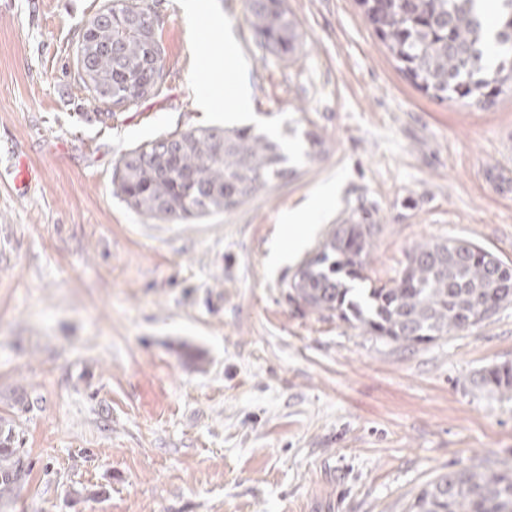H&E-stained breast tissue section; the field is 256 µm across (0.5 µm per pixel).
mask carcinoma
Instances as JSON below:
<instances>
[{"label": "carcinoma", "instance_id": "cac0c4a2", "mask_svg": "<svg viewBox=\"0 0 512 512\" xmlns=\"http://www.w3.org/2000/svg\"><path fill=\"white\" fill-rule=\"evenodd\" d=\"M479 0H356L375 34L419 90L442 102H494L512 86V0H499L494 36L477 9ZM247 20L260 45L282 60L295 55L297 24L287 0H246ZM151 15L144 0H104L96 23L75 43L77 75L105 124L136 108L147 86L157 96L166 81L164 50L135 24ZM112 92L110 101L95 96ZM287 156L250 128L201 127L173 131L126 152L112 175L113 193L151 219H198L247 201L288 177ZM375 225L366 216L337 225L306 260L291 297L402 347L430 344L476 327L512 304V265L464 240L427 241L409 252L391 284L364 282ZM481 383L512 394V365L484 370ZM11 428L0 427V503L28 475L13 447ZM408 512H512V470L462 469L429 483Z\"/></svg>", "mask_w": 512, "mask_h": 512}]
</instances>
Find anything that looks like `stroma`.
<instances>
[{
  "label": "stroma",
  "mask_w": 512,
  "mask_h": 512,
  "mask_svg": "<svg viewBox=\"0 0 512 512\" xmlns=\"http://www.w3.org/2000/svg\"><path fill=\"white\" fill-rule=\"evenodd\" d=\"M103 0H0V420L29 474L0 512H407L437 477L512 467V304L403 348L289 296L351 213L376 226L364 271L397 280L416 244L466 239L512 263V88L494 104L416 89L355 0H287L299 49H262L245 0L159 21L166 89L118 120L74 67ZM232 40L252 110L292 173L235 209L154 220L112 192L120 157L174 130L227 126L198 106L205 57ZM323 143L308 158L306 132ZM35 170L18 190L15 159ZM335 200L289 262L282 218ZM481 383L492 392L512 394V365H495L485 369Z\"/></svg>",
  "instance_id": "35a3bbf8"
}]
</instances>
